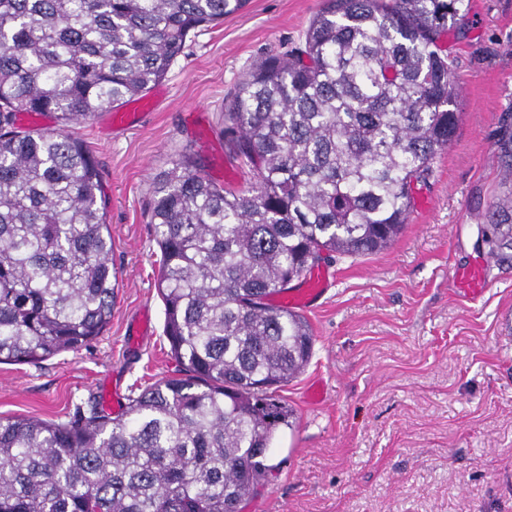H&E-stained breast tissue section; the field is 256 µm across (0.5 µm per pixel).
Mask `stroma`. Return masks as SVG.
I'll list each match as a JSON object with an SVG mask.
<instances>
[{
	"label": "stroma",
	"instance_id": "stroma-1",
	"mask_svg": "<svg viewBox=\"0 0 512 512\" xmlns=\"http://www.w3.org/2000/svg\"><path fill=\"white\" fill-rule=\"evenodd\" d=\"M325 0H248L191 33L151 110L113 130L109 111L72 125L100 171L119 288L112 319L78 352L0 364V419L66 420L89 393L175 376L163 335L151 183L184 154L213 182L249 189L230 157L225 107L260 62L297 45ZM461 88L456 136L387 249L326 262V292L304 310L305 371L279 394L291 412L273 470L243 512H512V266L476 246L501 171L495 132L512 116V0H469L448 35ZM484 262L487 286L460 292L456 268ZM321 382L325 399L307 392Z\"/></svg>",
	"mask_w": 512,
	"mask_h": 512
}]
</instances>
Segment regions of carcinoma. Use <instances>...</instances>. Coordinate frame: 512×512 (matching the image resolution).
I'll list each match as a JSON object with an SVG mask.
<instances>
[{
	"label": "carcinoma",
	"mask_w": 512,
	"mask_h": 512,
	"mask_svg": "<svg viewBox=\"0 0 512 512\" xmlns=\"http://www.w3.org/2000/svg\"><path fill=\"white\" fill-rule=\"evenodd\" d=\"M464 0H326L301 44L256 65L224 113L235 191L184 156L152 182L163 333L184 376L94 393L67 420L0 421V512H241L290 427L279 388L309 363L305 318L272 297L331 254L401 233L452 141L460 95L444 40ZM247 0H0V363L77 352L118 288L91 149L64 128L148 92L187 37ZM60 128L22 130L17 114ZM488 255L512 263V123Z\"/></svg>",
	"instance_id": "cac0c4a2"
}]
</instances>
